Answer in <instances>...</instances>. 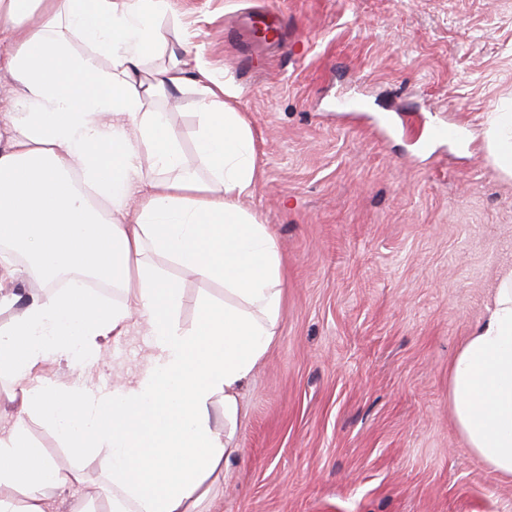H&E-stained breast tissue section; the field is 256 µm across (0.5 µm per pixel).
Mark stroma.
I'll list each match as a JSON object with an SVG mask.
<instances>
[{"instance_id":"obj_1","label":"stroma","mask_w":512,"mask_h":512,"mask_svg":"<svg viewBox=\"0 0 512 512\" xmlns=\"http://www.w3.org/2000/svg\"><path fill=\"white\" fill-rule=\"evenodd\" d=\"M276 7L288 41L245 64L237 14ZM168 45L189 44L239 92L260 179L243 207L277 238L286 302L275 344L242 392L241 450L207 512H512V482L472 454L448 405V364L512 267V179L488 156L487 113L512 98V0H173ZM167 109L186 167L195 94ZM451 121L464 144L431 136ZM196 301L224 289L155 254ZM140 322L98 361L45 376L106 389L146 367ZM31 441L77 469L56 512L97 501L100 460L29 417Z\"/></svg>"}]
</instances>
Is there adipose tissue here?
Here are the masks:
<instances>
[{
	"label": "adipose tissue",
	"mask_w": 512,
	"mask_h": 512,
	"mask_svg": "<svg viewBox=\"0 0 512 512\" xmlns=\"http://www.w3.org/2000/svg\"><path fill=\"white\" fill-rule=\"evenodd\" d=\"M170 12L171 0H0V72L12 80L0 98V275L67 282L0 292V375L16 404L0 425V512H51L49 491L81 480L31 442L33 414L68 448L104 449L109 512H203L211 477L239 453L241 391L284 310L283 260L241 206L258 167L234 90L188 50L150 65ZM188 85L207 182L186 170L168 112L151 105ZM485 137L512 176V111L489 113ZM149 250L222 283L223 300L199 297L183 326L182 290L145 262ZM90 276L118 302L104 305ZM135 318L153 341L134 380L100 390L43 375L50 360L98 359L101 339ZM448 402L470 450L512 480V267L448 365Z\"/></svg>",
	"instance_id": "1"
}]
</instances>
